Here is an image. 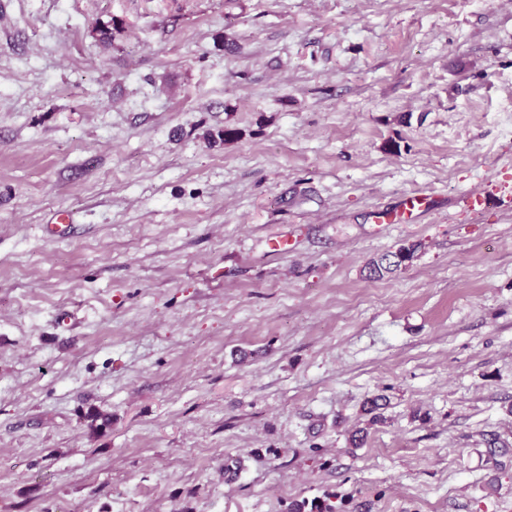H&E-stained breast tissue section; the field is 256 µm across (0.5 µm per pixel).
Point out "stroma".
Segmentation results:
<instances>
[{
  "instance_id": "obj_1",
  "label": "stroma",
  "mask_w": 512,
  "mask_h": 512,
  "mask_svg": "<svg viewBox=\"0 0 512 512\" xmlns=\"http://www.w3.org/2000/svg\"><path fill=\"white\" fill-rule=\"evenodd\" d=\"M511 117L512 0H0V512H512ZM498 189L491 181L474 191L461 195L459 202L462 208L473 213L485 210L491 201L496 200ZM420 245L416 242L401 245L396 252L372 259L367 264L370 279H381L406 268L415 258Z\"/></svg>"
}]
</instances>
